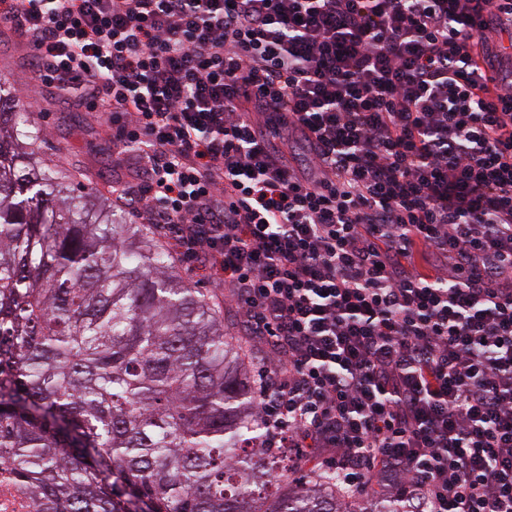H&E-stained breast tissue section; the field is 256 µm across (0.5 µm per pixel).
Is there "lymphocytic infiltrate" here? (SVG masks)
Wrapping results in <instances>:
<instances>
[{
  "label": "lymphocytic infiltrate",
  "instance_id": "lymphocytic-infiltrate-1",
  "mask_svg": "<svg viewBox=\"0 0 512 512\" xmlns=\"http://www.w3.org/2000/svg\"><path fill=\"white\" fill-rule=\"evenodd\" d=\"M510 21L512 0H0L40 83L107 115L133 162L116 203L264 347L267 447L404 512H512V80L485 76Z\"/></svg>",
  "mask_w": 512,
  "mask_h": 512
}]
</instances>
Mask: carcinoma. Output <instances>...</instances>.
I'll return each mask as SVG.
<instances>
[{
	"label": "carcinoma",
	"instance_id": "1",
	"mask_svg": "<svg viewBox=\"0 0 512 512\" xmlns=\"http://www.w3.org/2000/svg\"><path fill=\"white\" fill-rule=\"evenodd\" d=\"M0 78V456L33 512H392L273 479L250 350Z\"/></svg>",
	"mask_w": 512,
	"mask_h": 512
}]
</instances>
